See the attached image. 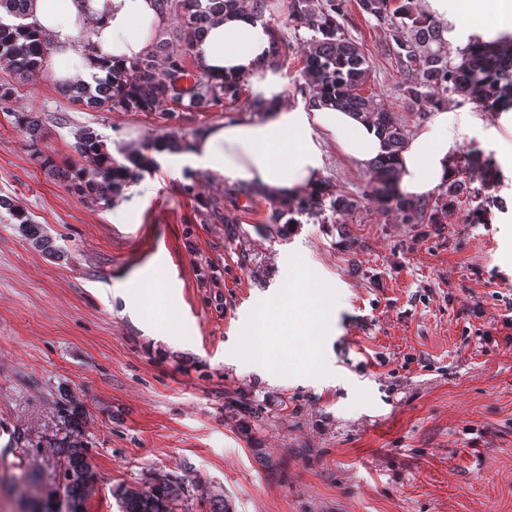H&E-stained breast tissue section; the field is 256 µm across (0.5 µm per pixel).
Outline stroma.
<instances>
[{"instance_id": "stroma-1", "label": "stroma", "mask_w": 512, "mask_h": 512, "mask_svg": "<svg viewBox=\"0 0 512 512\" xmlns=\"http://www.w3.org/2000/svg\"><path fill=\"white\" fill-rule=\"evenodd\" d=\"M346 35L363 44L371 83L406 134L427 120L409 104L385 36L352 12ZM13 84L0 107V196L26 208L63 258L38 247L0 209V512H22L11 479L41 469L35 496L54 489L59 442L88 445L99 481L86 512H118L116 488L143 487L151 473L188 476L223 495L231 512H512V159L499 143L512 132L460 97V150L491 154L506 210L470 224L460 195L444 223L403 224L364 202L371 172L330 157L326 182L360 199L325 224L268 221L265 196L240 194L222 175L154 169L116 204L81 199L56 168H91L73 149L90 127L113 155L163 138L184 141L230 120L227 112L94 108L58 93L49 78ZM37 108L46 135L31 142L15 115ZM48 152L55 170L41 167ZM239 222L226 226L225 215ZM336 291L318 371L254 355L240 346L257 316L280 303L293 261ZM180 307L160 340L136 295L158 265ZM80 408L78 428L56 403ZM269 419L246 437L231 419L237 402ZM284 464L267 472L252 444Z\"/></svg>"}]
</instances>
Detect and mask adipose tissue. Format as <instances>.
Masks as SVG:
<instances>
[{
  "label": "adipose tissue",
  "mask_w": 512,
  "mask_h": 512,
  "mask_svg": "<svg viewBox=\"0 0 512 512\" xmlns=\"http://www.w3.org/2000/svg\"><path fill=\"white\" fill-rule=\"evenodd\" d=\"M424 13L448 29L450 42L473 34L512 31V0L490 12L488 0H422ZM29 20L54 50L51 80L56 85L93 84L105 66L144 55L166 27L156 0H29ZM95 50L86 52L84 38ZM272 31L241 8L213 21L198 46L207 75L220 81L241 76L260 102L259 115L229 120L191 140L182 152L193 166L244 180L259 193L294 200L323 181L328 152L366 168L384 152L383 140L369 120L333 105L289 103L282 69L272 61ZM454 113L435 108L406 141L397 179L411 198L427 195L453 175L457 153ZM283 316L270 317L267 352L283 359L281 331L298 333L304 313L328 312L331 293L308 274L296 275L287 292Z\"/></svg>",
  "instance_id": "ef3b65f1"
}]
</instances>
